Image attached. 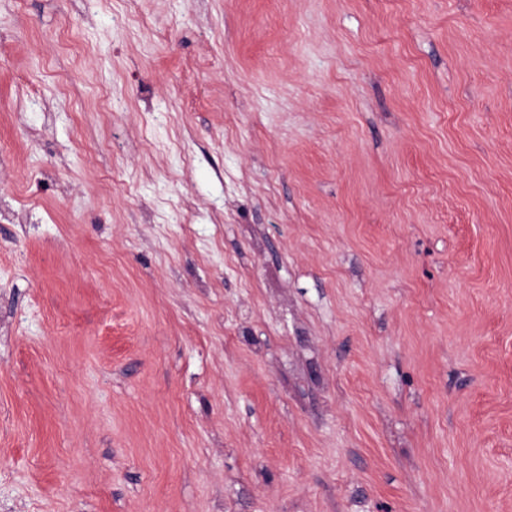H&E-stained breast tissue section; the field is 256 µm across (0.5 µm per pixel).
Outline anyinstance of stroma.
Instances as JSON below:
<instances>
[{
  "mask_svg": "<svg viewBox=\"0 0 512 512\" xmlns=\"http://www.w3.org/2000/svg\"><path fill=\"white\" fill-rule=\"evenodd\" d=\"M0 512H512V0H0Z\"/></svg>",
  "mask_w": 512,
  "mask_h": 512,
  "instance_id": "35a3bbf8",
  "label": "stroma"
}]
</instances>
